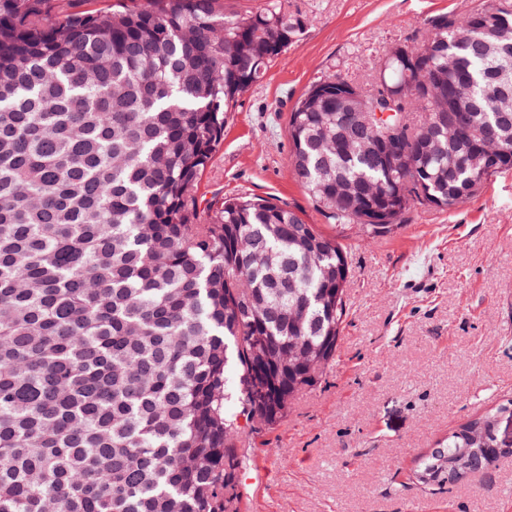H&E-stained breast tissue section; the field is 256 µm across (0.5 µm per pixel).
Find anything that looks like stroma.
Returning a JSON list of instances; mask_svg holds the SVG:
<instances>
[{
	"instance_id": "obj_1",
	"label": "stroma",
	"mask_w": 512,
	"mask_h": 512,
	"mask_svg": "<svg viewBox=\"0 0 512 512\" xmlns=\"http://www.w3.org/2000/svg\"><path fill=\"white\" fill-rule=\"evenodd\" d=\"M299 40L239 98L198 182L201 206L247 195L332 236L294 178L290 114L319 77L362 82L428 19L487 0H282ZM351 281L337 357L277 426L247 439L242 512H512V456L436 490L417 461L468 418L512 398V171L450 211L420 206L384 238H345Z\"/></svg>"
}]
</instances>
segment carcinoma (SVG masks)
Instances as JSON below:
<instances>
[{"label": "carcinoma", "mask_w": 512, "mask_h": 512, "mask_svg": "<svg viewBox=\"0 0 512 512\" xmlns=\"http://www.w3.org/2000/svg\"><path fill=\"white\" fill-rule=\"evenodd\" d=\"M73 2L0 0V512H240L242 443L334 360L351 267L294 210L194 188L303 25L279 0ZM427 25L290 115L295 179L363 240L512 170V0ZM509 418L460 424L418 481L492 469Z\"/></svg>", "instance_id": "1"}]
</instances>
